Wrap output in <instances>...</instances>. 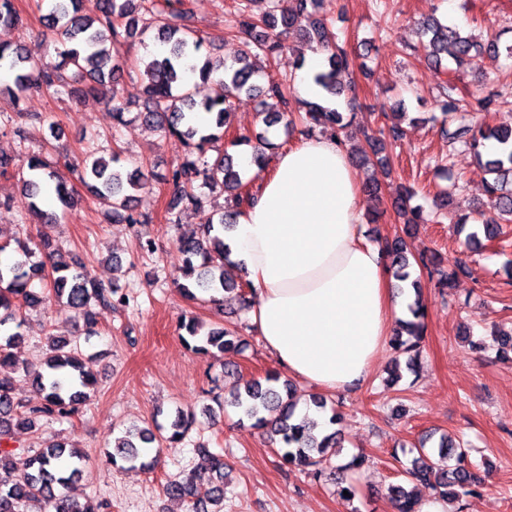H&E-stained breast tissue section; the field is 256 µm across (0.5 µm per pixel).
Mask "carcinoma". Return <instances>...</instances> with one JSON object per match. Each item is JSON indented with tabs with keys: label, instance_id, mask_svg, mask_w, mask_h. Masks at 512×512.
I'll use <instances>...</instances> for the list:
<instances>
[{
	"label": "carcinoma",
	"instance_id": "cac0c4a2",
	"mask_svg": "<svg viewBox=\"0 0 512 512\" xmlns=\"http://www.w3.org/2000/svg\"><path fill=\"white\" fill-rule=\"evenodd\" d=\"M249 0H238L236 19L231 28L244 38V49L232 61L214 60L201 55L205 39L182 25L187 14L185 0H165L162 10H157L155 0H95V12L82 11L80 0H51L46 16L47 27L63 39L64 49L52 67L39 65L24 44L0 46V62L13 72V85L5 90L15 100L30 92L67 93L62 72L73 70L82 76L85 84L80 94L102 97L112 107L120 124L124 109L113 104L112 85L122 76L124 65L118 46L124 38L144 35L150 28H157V40L166 51L154 56L143 74L147 80L148 97L139 117L146 123L161 128L181 140L187 147L185 157L171 171L175 191L169 210L181 205L197 206L201 199L194 192L196 181L210 187L221 186L232 195L231 209L220 214L219 222L208 221L198 225V230L188 237H181L176 245L182 256L178 267L177 285L191 301H208L224 305V300L202 297L208 292L222 293L230 289L243 290L245 283L228 278V268L235 266L224 244V230L236 223L241 209L252 200L251 181L247 171L235 163L234 155L219 153L208 160L210 144L224 138V127L231 107V100L243 93L262 98L261 111L266 113L269 125L282 120L288 112L291 88L285 82L271 78L264 85L256 82L257 70L248 60L261 51L273 62L286 50L282 37L289 31L302 33L312 50L328 53L327 66L315 76L316 82L329 94L339 96L343 85L338 81L347 72L351 60L347 52L335 42V35L326 22L315 15V0H275L268 12L256 19L248 12ZM164 15L163 21L154 24L153 16ZM0 25H23L22 17L12 7L11 0H0ZM423 49L427 60L439 64L449 58L458 65H468L478 70L486 58H496L501 52L512 56V45L500 47L496 39L480 46L470 36L462 35L459 28L431 17L421 22ZM202 59L192 71L203 83L215 86V94L198 102L183 81L181 66L185 59ZM436 108L447 118L457 112L468 111L465 98L443 92L436 100ZM205 111L215 115L214 124L200 126L193 121V114ZM356 119V113L344 114L336 108L307 103L305 114L289 120L290 125L300 122L314 124L331 131V136L345 143L347 129ZM462 140L465 147L483 161L492 180L485 182L487 202L502 216H512V127L481 122L471 128L452 134L451 140ZM504 147L498 156H489L483 148L488 142ZM276 148L269 139L258 136L253 145L258 170L266 167L268 151ZM385 144L378 138L369 142V151L356 157L362 163L376 161L386 164L383 155ZM27 175L20 177L19 201L6 200L5 206L18 204L30 217L43 224H51L55 217L44 213L38 206L42 185L54 184L57 200L64 207L72 203V196L56 168L39 157L26 160ZM81 182L94 197L112 207V216L127 224H148L152 216L135 208V192L145 188L149 173L141 167L126 169L116 154L110 159L87 155L80 170ZM416 193L408 188L395 201V209L405 224H419L425 220L423 207L413 203ZM382 251L390 260L393 276L400 281L409 279L410 267L407 242L401 237L380 242ZM52 240L42 234L29 245L17 242L14 258L0 263V374L28 370L20 363L11 349L24 340L22 310L40 306L49 298L82 314L88 323L93 322L91 304L118 307L125 305V295L119 288L107 287L89 277L78 265L71 266L49 252ZM47 253L48 264L34 262L36 252ZM470 273L466 264L456 258L448 270L438 271V286L451 289L460 275ZM45 283L44 288H33L35 281ZM412 319L402 322L405 333L397 332L390 343L396 353L408 356L406 365L412 370L425 332V307L415 300L409 307ZM186 331L182 337L190 349L212 358H222L226 353L242 350L239 326L232 324L200 333V324L190 318L180 324ZM32 382L40 396L36 405L15 400L9 381L0 377V512H22V506L34 502L51 512H95V508L80 503L70 494L71 483L80 474L83 453L64 440H57L33 451H16L2 448L14 430L32 432L44 418L70 419L77 415L93 389L96 378L86 368L79 346L64 336H51L41 368L32 375ZM231 405L238 409V423H250L261 431L268 443L281 453L283 461L291 466L322 475L321 466L328 461L327 452L336 447L339 432L334 430L321 438L313 435L317 422L303 417L295 418L299 399L294 385L272 372L264 377L244 381L230 389ZM195 414L177 410L166 424L154 422L147 427L130 426L112 439V463L126 465L128 469L149 471L157 457L145 458L146 448L181 442L192 425ZM208 457L206 472L188 473L174 478L163 486L170 498L184 499L191 503V512H221L224 500V459L205 447L197 448ZM404 476L417 481L433 496L455 500L460 495L484 484L468 460L464 450L448 444L447 437L440 438L435 456L427 455L411 461L402 468ZM390 499L398 512H419L421 492L408 491L401 484L389 487Z\"/></svg>",
	"mask_w": 512,
	"mask_h": 512
}]
</instances>
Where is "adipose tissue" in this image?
Instances as JSON below:
<instances>
[{
  "mask_svg": "<svg viewBox=\"0 0 512 512\" xmlns=\"http://www.w3.org/2000/svg\"><path fill=\"white\" fill-rule=\"evenodd\" d=\"M270 165L224 234L247 274L251 325L290 376L330 392L361 386L406 300L362 235L350 155L316 135L278 151Z\"/></svg>",
  "mask_w": 512,
  "mask_h": 512,
  "instance_id": "adipose-tissue-1",
  "label": "adipose tissue"
}]
</instances>
